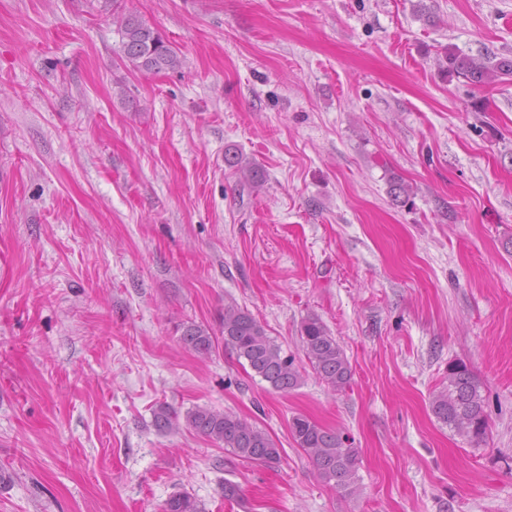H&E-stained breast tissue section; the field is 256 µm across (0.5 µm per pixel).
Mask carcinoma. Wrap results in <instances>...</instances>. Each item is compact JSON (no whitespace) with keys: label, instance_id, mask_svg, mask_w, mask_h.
Segmentation results:
<instances>
[{"label":"carcinoma","instance_id":"cac0c4a2","mask_svg":"<svg viewBox=\"0 0 512 512\" xmlns=\"http://www.w3.org/2000/svg\"><path fill=\"white\" fill-rule=\"evenodd\" d=\"M113 23L120 37L123 58L134 70L162 73L180 68L177 52L138 16L118 12L113 16ZM441 69L474 87H484L503 75L512 76V60L476 58L449 51ZM226 161L241 182L250 187L262 186L263 172L246 157L235 153ZM222 336L224 348L237 359L245 360L252 372L272 389L287 393L303 381L295 358L283 354L264 326L248 311L233 304L225 305ZM300 337L302 351L315 377L334 392L348 388L352 365L323 321L315 315L304 318ZM180 342L196 356L207 358L215 352L218 339L208 327L192 322L183 326ZM485 405L482 385L467 364L459 361L448 365V385L432 396L435 417L469 443L478 445L488 435ZM185 423L197 434L224 445V450L241 460L269 467L281 462L282 449L272 436L231 411L197 406L187 411ZM153 425L160 433L177 432L179 413L161 404L153 410ZM289 427L297 447L312 461L322 481L345 496L353 495L359 450L345 445L347 438L302 414L292 417ZM164 512H203V509L194 497L179 493L166 501Z\"/></svg>","mask_w":512,"mask_h":512}]
</instances>
